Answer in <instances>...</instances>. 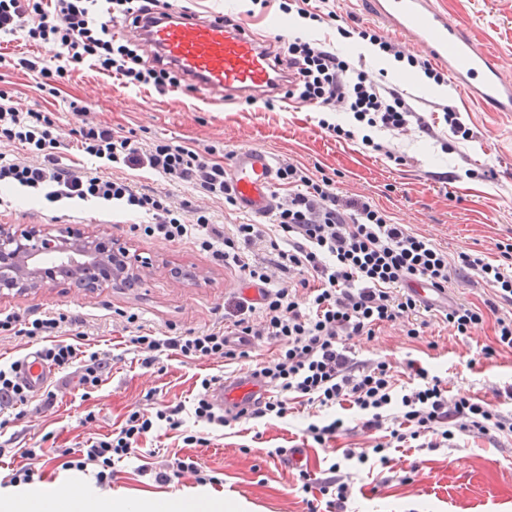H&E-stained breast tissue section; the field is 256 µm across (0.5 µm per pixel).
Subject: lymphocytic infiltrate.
Wrapping results in <instances>:
<instances>
[{
	"mask_svg": "<svg viewBox=\"0 0 512 512\" xmlns=\"http://www.w3.org/2000/svg\"><path fill=\"white\" fill-rule=\"evenodd\" d=\"M160 0H0V44H10L18 32L29 42L48 49L56 67L39 59L18 57L16 64L39 73L47 83L69 78L88 64L99 73L117 77L127 85H150L158 92L176 86L177 78L164 68H142L137 44L116 39L115 18L149 13ZM279 57L293 70L287 94L319 109L352 113L356 122L371 128L407 131L417 124L433 133L421 113L403 93L372 79L368 72L321 40L301 36L280 47ZM83 153L114 168L142 166L169 182L196 191L237 200L223 164L214 161V148L197 150L174 141H159L141 148L129 137L108 127L82 124L75 129ZM21 145L32 161L0 155V186H21L44 194L52 202L100 199L124 203L146 215L142 231L168 241L194 239L201 249L224 267L237 270L263 289L258 303L237 301L222 324L187 335L159 336L139 324L127 322L130 338L145 353L173 351L192 361L245 357L246 346L272 340L279 349L270 360L257 363L254 374L274 386L252 416L284 418L291 399L307 405L356 409L363 428L386 430L398 446L419 443L430 450L444 447L458 434H512V417L501 415L482 400L450 394L439 376L411 366L408 389L396 390L389 363L355 358L350 343L374 336L376 329L403 323L409 337H419L427 321L426 304L409 290L423 281L442 291L459 278L491 287L493 298L483 304L449 303L440 315L455 335H470L487 313H496L495 342L512 348V315H498V302L512 304V243H498L500 263L485 255L460 253L449 260L447 251L430 239L392 222L386 211L369 201L340 196L329 177L314 178L306 167L286 162L277 177L288 185L286 197L276 202L262 224H217L211 215L182 204L175 208L166 194L145 191L122 180L60 165L58 150L64 143L53 122L41 111L19 110L0 96V141ZM80 318L57 310L39 314L9 313L0 317V333L22 329L41 342L39 356L58 370H73L82 388L94 389L104 381L106 361L64 341ZM400 418L388 419L391 408ZM170 411L149 417L132 413L124 425L103 437L86 440L77 467L98 462L99 480L113 460L135 452L140 438L156 422H173Z\"/></svg>",
	"mask_w": 512,
	"mask_h": 512,
	"instance_id": "f902f5d3",
	"label": "lymphocytic infiltrate"
}]
</instances>
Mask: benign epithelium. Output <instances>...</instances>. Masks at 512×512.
<instances>
[{"instance_id":"1","label":"benign epithelium","mask_w":512,"mask_h":512,"mask_svg":"<svg viewBox=\"0 0 512 512\" xmlns=\"http://www.w3.org/2000/svg\"><path fill=\"white\" fill-rule=\"evenodd\" d=\"M150 262L118 242L79 228L11 230L0 226V293L35 291L59 277L86 285L137 288Z\"/></svg>"}]
</instances>
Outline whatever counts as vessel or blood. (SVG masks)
<instances>
[{
  "label": "vessel or blood",
  "instance_id": "obj_1",
  "mask_svg": "<svg viewBox=\"0 0 512 512\" xmlns=\"http://www.w3.org/2000/svg\"><path fill=\"white\" fill-rule=\"evenodd\" d=\"M363 3L368 16L424 48L474 100L495 112H512V79L504 77L500 61L476 46L468 31L448 18L436 0ZM117 32L135 34L152 56L182 75L186 89L200 94L208 104L256 103L281 94L285 108L303 106L302 101L285 96L292 72L287 64L277 62L272 42L260 30L225 23L220 15L192 13L178 0H168L149 17L128 28L118 27ZM229 172L241 210L264 214L274 197L273 158L252 147L234 155ZM18 373L37 393L54 376L32 352L21 360ZM271 392L272 385L265 379L233 375L212 388L211 399L219 410L237 411Z\"/></svg>",
  "mask_w": 512,
  "mask_h": 512
}]
</instances>
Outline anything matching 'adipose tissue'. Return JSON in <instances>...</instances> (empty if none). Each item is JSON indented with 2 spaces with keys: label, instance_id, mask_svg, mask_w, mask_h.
Instances as JSON below:
<instances>
[{
  "label": "adipose tissue",
  "instance_id": "adipose-tissue-1",
  "mask_svg": "<svg viewBox=\"0 0 512 512\" xmlns=\"http://www.w3.org/2000/svg\"><path fill=\"white\" fill-rule=\"evenodd\" d=\"M235 501H214L205 495L167 500H114L79 484L63 485L50 492L32 490L0 499V512H238Z\"/></svg>",
  "mask_w": 512,
  "mask_h": 512
}]
</instances>
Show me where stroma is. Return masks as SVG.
<instances>
[{"label": "stroma", "mask_w": 512, "mask_h": 512, "mask_svg": "<svg viewBox=\"0 0 512 512\" xmlns=\"http://www.w3.org/2000/svg\"><path fill=\"white\" fill-rule=\"evenodd\" d=\"M193 12L223 13L245 26L264 25L269 36H296L291 22L277 23L276 0L262 6L259 0H186ZM455 22L468 28L488 53L512 69V0H440ZM335 19H324L305 28L306 36L321 39L333 50L361 59L365 70L386 71V83L404 90L417 111L436 123L435 136L418 128L404 134L371 130L374 142L387 153L373 151L360 140H336L323 122L350 126L343 112H318L308 106L284 111L281 101L272 106L235 103L211 107L196 94L173 91L161 94L152 86H127L121 80L82 67L60 84L57 94L42 92L36 73L0 62V93L12 97L23 109L44 111L55 122L66 150L62 165L95 167L96 162L73 147L71 130L77 120L122 130L146 147L159 140L180 141L196 149L216 146L223 162L244 147H258L276 162L291 161L317 175L333 179L346 197L365 196L390 213L394 222L433 239L449 258L459 253L483 252L498 259V242L512 239V114L488 112L474 104L454 81L438 86L424 75L409 80L397 73L396 62L372 51H356V39L339 35V28L366 27L387 34L386 25L371 20L360 0H336ZM87 110L76 118L69 109L73 100ZM448 104L474 131L470 140L453 136L444 122L441 105ZM120 177L169 193L173 202L191 200L221 224L250 221V214L225 208L223 201L187 186L165 182L151 170L119 169ZM138 215L99 200L49 202L24 188L0 190V225L15 229L33 226L55 229L79 227L125 244L152 265L141 288L104 287L85 291L60 282L36 292L0 295V314L41 313L67 309L83 322L82 333L71 343L99 352L110 365L102 386L85 391L76 377L56 373L48 389L54 399L28 407L23 414L0 412V442L6 455L0 473L25 466L31 469L29 488L49 490L68 483L99 487L130 499H165L205 492L209 497L246 502V512H309L317 486L332 464H340L353 482V494L342 512H512V435L493 437L459 434L447 447L434 451L391 448L387 464L371 456L382 432L361 427L350 410H339L347 425L319 445L309 441L305 429L313 408L294 404L282 419H240L230 426L210 428L195 424L192 405L201 393L200 381L212 375L231 376L249 371L255 362L270 359L276 345L258 342L249 357L224 364L220 360L190 361L164 352L145 364L144 352L135 349L125 330L128 314L160 336H184L224 319L230 304L247 285L239 272L216 264L210 253L193 240L169 242L140 234ZM189 266L199 276L192 282L173 278L171 269ZM494 316H487L471 336L455 335L433 317L419 338L405 335L400 326H388L372 338H357L351 345L358 358H379L390 363L397 386L408 381L406 364H418L438 374L451 393L467 394L512 416V398L500 388L512 383V350L495 349ZM493 356H486V348ZM180 407V428L161 426L142 438L136 455L114 463L112 477L98 483V464L74 467L85 440L118 428L133 412L154 413ZM199 436V443L184 444V433ZM43 448V456L30 459L25 448ZM272 448L302 449L307 457L310 490H303L297 470L286 458L269 457ZM369 452L366 463L347 461L343 451ZM192 457L212 480L170 483L156 474L173 457Z\"/></svg>", "instance_id": "obj_1"}]
</instances>
